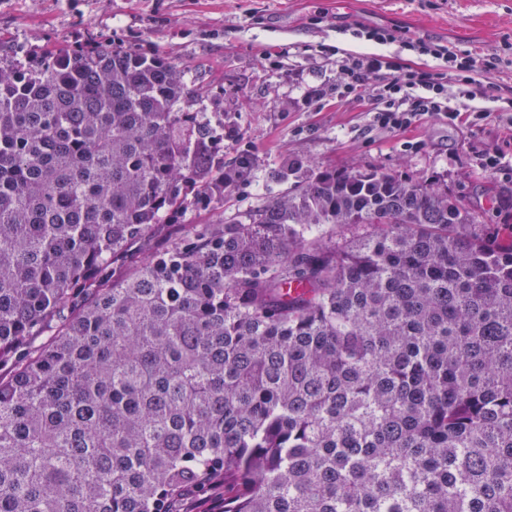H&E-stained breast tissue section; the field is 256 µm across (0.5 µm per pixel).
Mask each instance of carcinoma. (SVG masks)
Returning a JSON list of instances; mask_svg holds the SVG:
<instances>
[{
    "mask_svg": "<svg viewBox=\"0 0 512 512\" xmlns=\"http://www.w3.org/2000/svg\"><path fill=\"white\" fill-rule=\"evenodd\" d=\"M198 94L109 44L0 58V512H171L216 479L222 512H512V232L330 168L152 252L256 163Z\"/></svg>",
    "mask_w": 512,
    "mask_h": 512,
    "instance_id": "1",
    "label": "carcinoma"
}]
</instances>
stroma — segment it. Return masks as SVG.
<instances>
[{"label":"stroma","instance_id":"1","mask_svg":"<svg viewBox=\"0 0 512 512\" xmlns=\"http://www.w3.org/2000/svg\"><path fill=\"white\" fill-rule=\"evenodd\" d=\"M354 22L397 28L399 39L384 46L356 39L344 30ZM417 37L512 60V0H0V55L24 66L48 50L105 41L159 56L204 88L192 109L223 135L225 159L255 154L248 183L209 208L188 209L155 240L158 249L186 225L251 213L293 190L306 171L286 181L273 173L294 158L434 177L488 231L512 225V176L483 166L485 152L497 149L512 167L507 119L472 128L427 116L390 131L373 125L369 95H337L338 56L400 53L412 65H431L403 51V40Z\"/></svg>","mask_w":512,"mask_h":512}]
</instances>
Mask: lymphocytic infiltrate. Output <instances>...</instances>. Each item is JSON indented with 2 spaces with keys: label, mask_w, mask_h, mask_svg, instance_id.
I'll list each match as a JSON object with an SVG mask.
<instances>
[{
  "label": "lymphocytic infiltrate",
  "mask_w": 512,
  "mask_h": 512,
  "mask_svg": "<svg viewBox=\"0 0 512 512\" xmlns=\"http://www.w3.org/2000/svg\"><path fill=\"white\" fill-rule=\"evenodd\" d=\"M404 48L435 59V66L417 67L405 63L400 56L380 53L359 54L342 64L344 95L358 93L365 88L369 76H377L372 99L376 104L373 120L379 127L399 130L427 114L451 123L464 116L471 125L478 126L492 113L477 107V100L512 104V93L507 88L485 85L478 79L480 72L501 65L498 54L460 51L431 38L405 41ZM461 97L471 101V108L461 109L457 103Z\"/></svg>",
  "instance_id": "f902f5d3"
}]
</instances>
